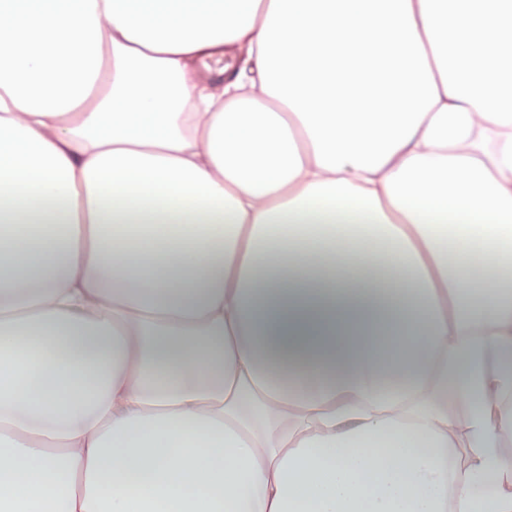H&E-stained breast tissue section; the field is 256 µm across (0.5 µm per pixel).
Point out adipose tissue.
<instances>
[{
    "instance_id": "obj_1",
    "label": "adipose tissue",
    "mask_w": 512,
    "mask_h": 512,
    "mask_svg": "<svg viewBox=\"0 0 512 512\" xmlns=\"http://www.w3.org/2000/svg\"><path fill=\"white\" fill-rule=\"evenodd\" d=\"M0 512H512V0H0Z\"/></svg>"
}]
</instances>
